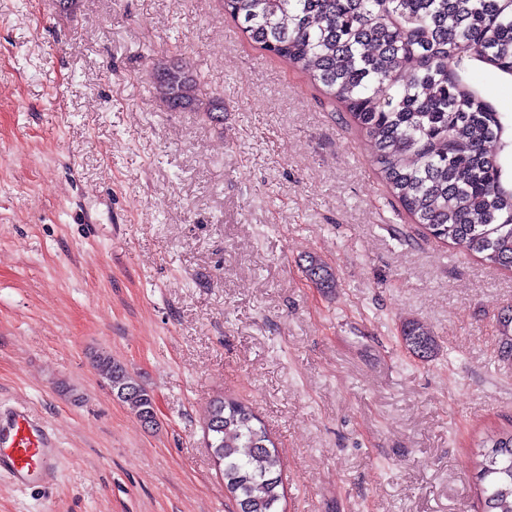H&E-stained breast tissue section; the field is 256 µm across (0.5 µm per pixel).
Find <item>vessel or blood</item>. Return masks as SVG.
I'll list each match as a JSON object with an SVG mask.
<instances>
[{"instance_id": "obj_1", "label": "vessel or blood", "mask_w": 512, "mask_h": 512, "mask_svg": "<svg viewBox=\"0 0 512 512\" xmlns=\"http://www.w3.org/2000/svg\"><path fill=\"white\" fill-rule=\"evenodd\" d=\"M59 450L43 423L23 408L0 414V471L20 486L45 482L53 473Z\"/></svg>"}]
</instances>
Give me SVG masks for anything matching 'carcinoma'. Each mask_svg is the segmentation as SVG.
Masks as SVG:
<instances>
[{
    "label": "carcinoma",
    "instance_id": "1",
    "mask_svg": "<svg viewBox=\"0 0 512 512\" xmlns=\"http://www.w3.org/2000/svg\"><path fill=\"white\" fill-rule=\"evenodd\" d=\"M224 14L349 115L413 223L512 269V115L471 77L479 63L512 80V0H224ZM155 90L173 110L205 96L178 63L155 70ZM304 271L321 288L336 285L319 258ZM400 341L421 360L438 354L418 320L403 323ZM93 367L135 417L156 422L153 394L122 364L100 352ZM206 435L236 512H280L279 456L252 410L216 398ZM476 457L482 512H512V430L488 435Z\"/></svg>",
    "mask_w": 512,
    "mask_h": 512
}]
</instances>
